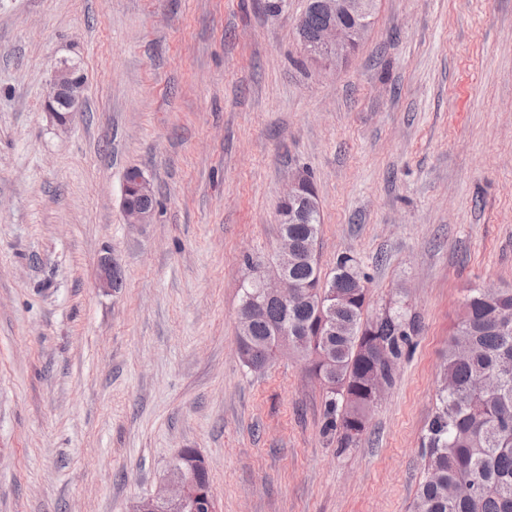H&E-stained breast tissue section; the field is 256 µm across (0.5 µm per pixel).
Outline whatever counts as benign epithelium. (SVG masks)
Masks as SVG:
<instances>
[{"label": "benign epithelium", "mask_w": 512, "mask_h": 512, "mask_svg": "<svg viewBox=\"0 0 512 512\" xmlns=\"http://www.w3.org/2000/svg\"><path fill=\"white\" fill-rule=\"evenodd\" d=\"M378 0H313L326 19L315 33V40L331 52L329 61L321 64L328 69L342 64L348 54L366 37L368 23L360 17L375 12ZM85 78L79 68L65 61L54 66L48 82L45 109L50 119L60 128L70 124V113L82 109ZM66 102L68 112L58 110ZM138 199H155L150 180L138 168H132L130 179L124 180L122 209L130 224H148L154 211L136 204ZM301 244L286 235L281 236L280 249L275 260L261 270L259 295L265 303L284 305L295 303L300 297L299 285L288 279V254H298ZM208 468V462L197 451L180 450L172 459L166 483L156 495L139 500L130 512H175L188 504L194 512H214L213 497L207 486L197 481V473Z\"/></svg>", "instance_id": "obj_1"}]
</instances>
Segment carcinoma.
Here are the masks:
<instances>
[{"instance_id": "carcinoma-1", "label": "carcinoma", "mask_w": 512, "mask_h": 512, "mask_svg": "<svg viewBox=\"0 0 512 512\" xmlns=\"http://www.w3.org/2000/svg\"><path fill=\"white\" fill-rule=\"evenodd\" d=\"M317 204L311 181L300 202L280 203V232L304 243L305 255L288 264L302 296L292 308L270 303L245 314L242 346L258 358H273L276 331L288 330V350L326 383L323 431L339 432L346 448L357 442L349 430L371 409L372 374L380 368L392 383L394 369L385 360L401 358L410 323L400 306L363 320L366 275L348 255L337 259L328 279L335 284L336 308L318 299ZM425 447V479L412 512H512V288L492 294L477 288L464 298Z\"/></svg>"}]
</instances>
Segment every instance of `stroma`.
Listing matches in <instances>:
<instances>
[{
  "mask_svg": "<svg viewBox=\"0 0 512 512\" xmlns=\"http://www.w3.org/2000/svg\"><path fill=\"white\" fill-rule=\"evenodd\" d=\"M304 8L0 0V512H130L184 448L219 512H411L460 304L512 288V0H380L326 72L296 41ZM60 59L86 77L65 131L43 109ZM132 166L148 224L122 210ZM299 170L322 276L354 256L365 317L413 324L349 448L303 361L237 355ZM130 179H124L122 192V209L124 215L131 224H148L152 220L154 211L155 195L150 184V180L144 172L138 168H131ZM136 199H152L142 202V206L149 209L145 210L139 207Z\"/></svg>",
  "mask_w": 512,
  "mask_h": 512,
  "instance_id": "stroma-1",
  "label": "stroma"
}]
</instances>
